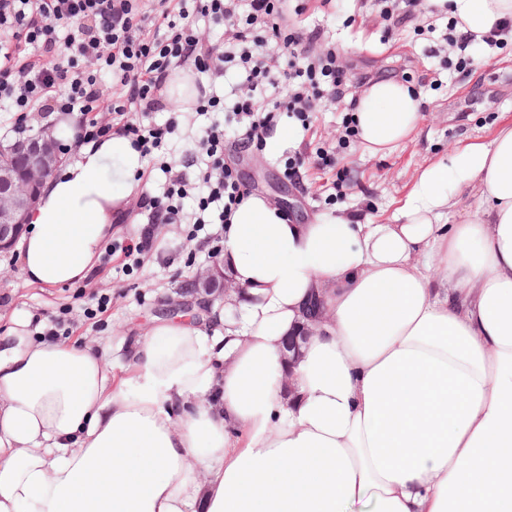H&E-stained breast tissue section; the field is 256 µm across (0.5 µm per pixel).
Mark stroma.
Listing matches in <instances>:
<instances>
[{"label":"stroma","instance_id":"stroma-1","mask_svg":"<svg viewBox=\"0 0 512 512\" xmlns=\"http://www.w3.org/2000/svg\"><path fill=\"white\" fill-rule=\"evenodd\" d=\"M418 19L387 33L386 23L372 0H285V17L298 28H320L322 42L335 48L348 80V97L312 113L308 130L279 155L265 160L244 149L237 138L224 140V160L235 166L250 192L276 197L285 187L286 215L305 224L314 217L343 210L360 222L392 221L408 193L416 171L429 162H448L458 142L489 141L495 128L512 120V42L490 47L478 44L473 60L463 69L449 67L453 50L442 35L452 16L445 0H424ZM392 77L421 94L424 119L420 131L390 154L373 156L362 150L358 138L346 137L344 119L350 97L363 84ZM179 133L164 154L165 161L194 178L190 165L195 149L197 115L178 113ZM332 148L326 163L315 150ZM299 165L296 179L282 176L287 162ZM142 226L128 211L112 234L111 259H100L91 278L56 288L26 284L17 248L0 250V337L15 321H28V331L41 339L52 318L63 316L62 340L81 336L110 346L128 344L143 335L150 318L168 298L176 296L182 281L222 261L210 252L206 240L220 233V225L192 232L187 224L160 226L159 244L138 268L122 273L121 245L138 237Z\"/></svg>","mask_w":512,"mask_h":512}]
</instances>
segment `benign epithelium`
<instances>
[{"label": "benign epithelium", "instance_id": "1", "mask_svg": "<svg viewBox=\"0 0 512 512\" xmlns=\"http://www.w3.org/2000/svg\"><path fill=\"white\" fill-rule=\"evenodd\" d=\"M64 160L58 141L49 131H36L8 146L0 144V248L8 249L21 236L28 214L38 204L41 189L47 177ZM200 289L191 299H172L168 312L189 309L195 303L201 309H210L214 302L231 291H239L229 276L218 281L211 270L197 275ZM303 322L297 331L286 338L281 361L285 378L293 377L291 364L302 344L313 335L315 326L326 319L325 298L322 290L312 292L302 312Z\"/></svg>", "mask_w": 512, "mask_h": 512}]
</instances>
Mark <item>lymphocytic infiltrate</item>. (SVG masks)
<instances>
[{"label": "lymphocytic infiltrate", "instance_id": "obj_1", "mask_svg": "<svg viewBox=\"0 0 512 512\" xmlns=\"http://www.w3.org/2000/svg\"><path fill=\"white\" fill-rule=\"evenodd\" d=\"M223 24L222 44L204 40L207 24ZM321 30L288 24L281 0H0V102L16 114V132L28 117L60 112L78 118L77 146L97 141L107 128L96 115L112 113L134 147L156 159L177 124L144 123L157 111V93L177 70L230 74L228 100L200 91L195 112L231 107L243 147L260 146L283 113L308 124L323 102L344 97L345 73L334 49L313 46ZM109 71L116 91L104 99L98 74ZM194 181L168 163L163 195H141L135 203L146 225L122 248L139 261L157 244L161 224L228 223L247 192L235 167L224 161V128L211 123L196 137ZM198 193V208L183 201Z\"/></svg>", "mask_w": 512, "mask_h": 512}]
</instances>
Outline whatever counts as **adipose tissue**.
I'll use <instances>...</instances> for the list:
<instances>
[{"mask_svg":"<svg viewBox=\"0 0 512 512\" xmlns=\"http://www.w3.org/2000/svg\"><path fill=\"white\" fill-rule=\"evenodd\" d=\"M461 31L512 38V0H452ZM385 155L423 121L378 80L354 111ZM144 161L113 132L48 178L19 261L87 278ZM473 203L459 223L460 193ZM238 317L155 318L127 349L0 342V512H512V124L418 169L394 222H289L249 194L224 228ZM327 321L281 349L319 284ZM130 356L133 367L116 373Z\"/></svg>","mask_w":512,"mask_h":512,"instance_id":"1","label":"adipose tissue"}]
</instances>
